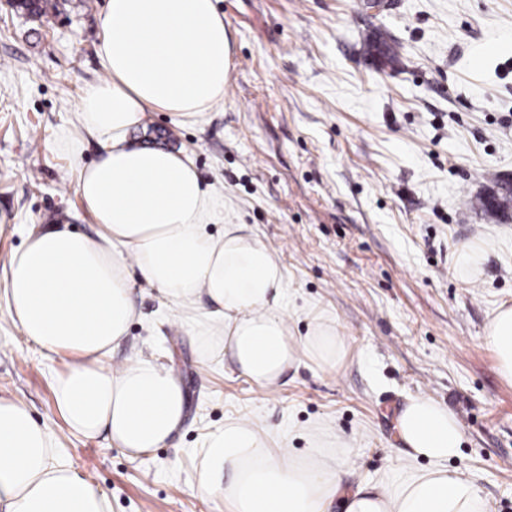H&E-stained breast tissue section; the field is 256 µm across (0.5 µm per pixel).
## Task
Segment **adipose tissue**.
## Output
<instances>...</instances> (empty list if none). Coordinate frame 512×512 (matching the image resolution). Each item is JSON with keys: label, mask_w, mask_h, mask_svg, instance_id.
<instances>
[{"label": "adipose tissue", "mask_w": 512, "mask_h": 512, "mask_svg": "<svg viewBox=\"0 0 512 512\" xmlns=\"http://www.w3.org/2000/svg\"><path fill=\"white\" fill-rule=\"evenodd\" d=\"M98 52L106 76L83 89L80 115L103 153L76 183L98 230L90 236L54 225L28 236L10 257L6 311L28 341L72 356L53 384L68 427L88 439L107 434L138 458L182 428L186 397L158 355L110 365L138 316L132 278L155 288L202 342L223 344L237 370L266 389L301 363L335 366L344 338L330 318L294 335L286 274L273 250L240 224L209 234L219 205L190 158L131 138L147 112L192 116L223 98L230 46L214 0H106ZM203 296L213 309L199 306ZM484 341L512 382L511 306L498 309ZM397 429L405 462L349 490L342 475L355 449L313 447L299 457L271 431L231 419L206 436L189 489L223 495L229 512H489L478 486L447 466L463 431L446 406L414 398ZM108 509L106 495L57 454L48 427L0 398V512Z\"/></svg>", "instance_id": "adipose-tissue-1"}]
</instances>
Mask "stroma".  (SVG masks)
<instances>
[{
	"label": "stroma",
	"instance_id": "35a3bbf8",
	"mask_svg": "<svg viewBox=\"0 0 512 512\" xmlns=\"http://www.w3.org/2000/svg\"><path fill=\"white\" fill-rule=\"evenodd\" d=\"M55 2L29 17L0 0V397L50 427L110 512H228L188 489L204 436L225 421L282 433L298 456L322 427L326 447L356 448L355 485L397 468V416L429 395L463 428L449 469L491 512H512V382L483 342L512 306V209L479 202L493 176L512 177V0H387L378 14L362 0H216L231 46L223 99L192 117L148 113L132 137L189 156L224 205L208 232L247 225L284 268L293 333L324 315L346 350L336 369L289 368L271 391L221 349L203 353L134 280L138 317L112 362L160 355L187 403L182 429L137 459L70 432L52 395L68 356L26 342L6 312L9 258L29 234L98 229L76 182L102 146L78 101L106 74L104 0ZM378 30L402 45L395 65L362 53Z\"/></svg>",
	"mask_w": 512,
	"mask_h": 512
}]
</instances>
